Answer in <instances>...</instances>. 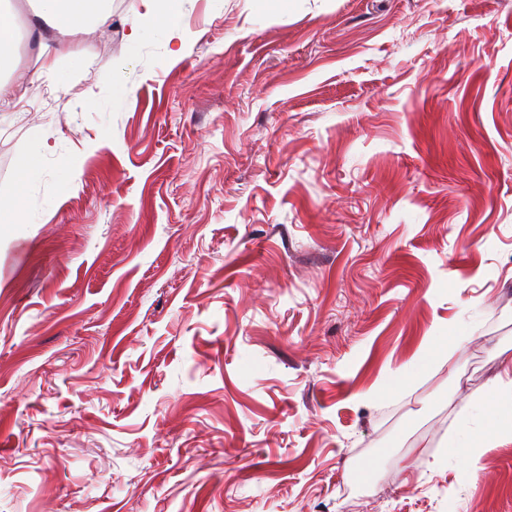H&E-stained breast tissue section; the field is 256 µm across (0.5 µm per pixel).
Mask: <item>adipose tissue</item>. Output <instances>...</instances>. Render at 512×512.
<instances>
[{
    "label": "adipose tissue",
    "instance_id": "adipose-tissue-1",
    "mask_svg": "<svg viewBox=\"0 0 512 512\" xmlns=\"http://www.w3.org/2000/svg\"><path fill=\"white\" fill-rule=\"evenodd\" d=\"M111 11L112 0H38L27 19V32L39 43L54 41L64 55L69 36L95 31Z\"/></svg>",
    "mask_w": 512,
    "mask_h": 512
}]
</instances>
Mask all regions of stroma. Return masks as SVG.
<instances>
[{"instance_id":"stroma-1","label":"stroma","mask_w":512,"mask_h":512,"mask_svg":"<svg viewBox=\"0 0 512 512\" xmlns=\"http://www.w3.org/2000/svg\"><path fill=\"white\" fill-rule=\"evenodd\" d=\"M178 8L0 106V512H512V0ZM152 22L154 36L172 42L180 38L178 11L175 0H142ZM506 440L512 442V426L492 425L483 432L477 442L456 447H462L461 452L465 455H470L474 452L475 448H487L490 445Z\"/></svg>"}]
</instances>
